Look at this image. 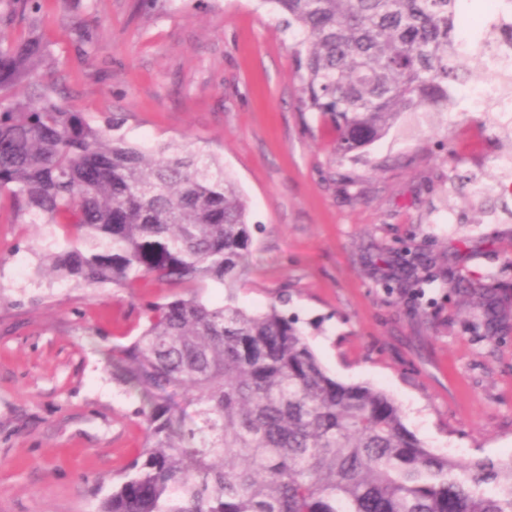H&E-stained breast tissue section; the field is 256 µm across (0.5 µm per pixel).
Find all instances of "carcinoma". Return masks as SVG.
Listing matches in <instances>:
<instances>
[{
  "instance_id": "1",
  "label": "carcinoma",
  "mask_w": 512,
  "mask_h": 512,
  "mask_svg": "<svg viewBox=\"0 0 512 512\" xmlns=\"http://www.w3.org/2000/svg\"><path fill=\"white\" fill-rule=\"evenodd\" d=\"M296 41L301 102L359 161L403 113L449 112L478 47H512V23L459 33V0H263ZM41 0H0V198L49 233L38 274L76 286L150 278L188 290L150 303L112 348L114 379L146 398L139 453L100 512H512V458L460 463L411 432L386 391L325 370L276 305L236 304L253 245L249 205L215 153L128 142L38 73ZM211 283L227 290L210 305ZM183 394L193 416L177 411Z\"/></svg>"
}]
</instances>
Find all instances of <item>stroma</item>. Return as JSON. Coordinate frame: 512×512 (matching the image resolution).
Here are the masks:
<instances>
[{
    "label": "stroma",
    "mask_w": 512,
    "mask_h": 512,
    "mask_svg": "<svg viewBox=\"0 0 512 512\" xmlns=\"http://www.w3.org/2000/svg\"><path fill=\"white\" fill-rule=\"evenodd\" d=\"M40 31L71 109L223 157L250 206L241 307L297 319L331 376L390 393L427 448L512 458V173L496 163L512 130L494 113H404L341 163L262 0H42ZM46 233L0 207V512H98L145 440L109 353L177 290L36 279ZM409 248L427 256L419 298ZM461 275L487 297L456 289Z\"/></svg>",
    "instance_id": "stroma-1"
}]
</instances>
